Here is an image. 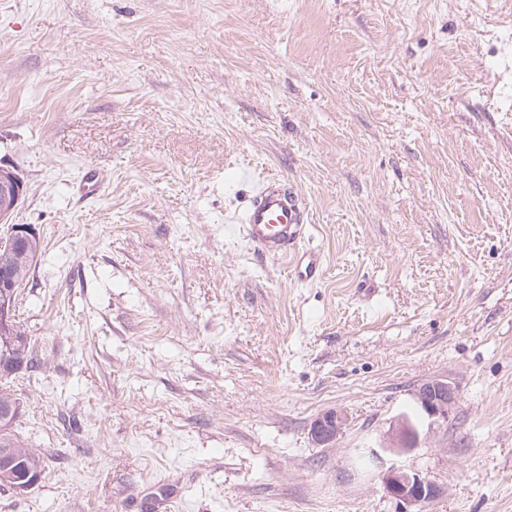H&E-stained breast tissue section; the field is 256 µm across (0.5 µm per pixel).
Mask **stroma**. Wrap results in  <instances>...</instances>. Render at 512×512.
Instances as JSON below:
<instances>
[{"label":"stroma","instance_id":"stroma-1","mask_svg":"<svg viewBox=\"0 0 512 512\" xmlns=\"http://www.w3.org/2000/svg\"><path fill=\"white\" fill-rule=\"evenodd\" d=\"M0 167L44 465L0 512H399L393 468L512 512V0H0ZM270 177L315 281L244 238ZM25 192V185L17 173L0 168V221L3 223L16 209ZM40 250V242L34 241L28 250L25 248L15 255L13 272L15 279L22 285L28 276L32 263ZM414 397L432 423L446 424L456 406L458 392L448 380L435 379L421 384L416 389ZM417 403L416 410L421 415ZM346 424L343 413L329 411L319 416L311 425V437L319 445H326L335 441Z\"/></svg>","mask_w":512,"mask_h":512}]
</instances>
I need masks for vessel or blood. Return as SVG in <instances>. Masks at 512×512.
I'll use <instances>...</instances> for the list:
<instances>
[{
  "label": "vessel or blood",
  "mask_w": 512,
  "mask_h": 512,
  "mask_svg": "<svg viewBox=\"0 0 512 512\" xmlns=\"http://www.w3.org/2000/svg\"><path fill=\"white\" fill-rule=\"evenodd\" d=\"M243 232L249 244L275 259H287L296 281L310 282L322 270L319 254L306 247L304 209L287 181L264 182L250 199Z\"/></svg>",
  "instance_id": "b4317fda"
}]
</instances>
